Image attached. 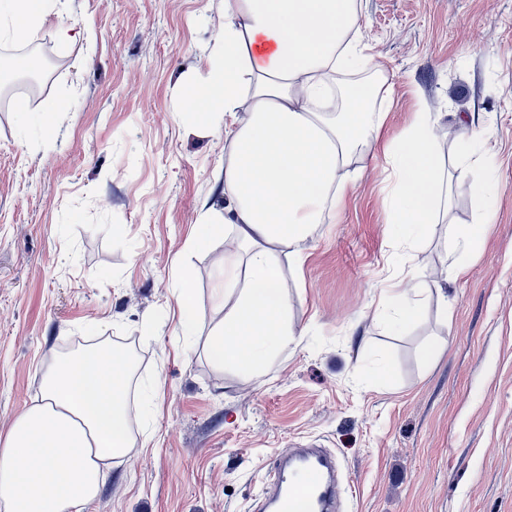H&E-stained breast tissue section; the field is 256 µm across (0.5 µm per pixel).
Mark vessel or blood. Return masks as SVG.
I'll return each instance as SVG.
<instances>
[{
  "instance_id": "1",
  "label": "vessel or blood",
  "mask_w": 512,
  "mask_h": 512,
  "mask_svg": "<svg viewBox=\"0 0 512 512\" xmlns=\"http://www.w3.org/2000/svg\"><path fill=\"white\" fill-rule=\"evenodd\" d=\"M338 486L335 455L308 442L271 460L252 512H336Z\"/></svg>"
}]
</instances>
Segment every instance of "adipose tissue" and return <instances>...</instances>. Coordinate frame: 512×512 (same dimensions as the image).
Here are the masks:
<instances>
[{"label": "adipose tissue", "mask_w": 512, "mask_h": 512, "mask_svg": "<svg viewBox=\"0 0 512 512\" xmlns=\"http://www.w3.org/2000/svg\"><path fill=\"white\" fill-rule=\"evenodd\" d=\"M51 0H0V39L25 42L44 21ZM372 68L374 81L354 74ZM360 32L357 0H224V31L202 82H189L181 110L200 127L224 115L232 154L224 166L229 190L221 219L205 225L204 244L230 231L236 247L218 265L217 298L224 321L209 336L211 362L259 377L296 343L288 291L277 252L302 260L300 245L350 190L344 170L364 145L379 140L391 90L380 81ZM438 119L414 112L383 154L389 171V223L401 247H412L432 224H447L440 203L444 169L435 150ZM456 170L471 178L484 203L496 180L477 177L485 158L475 126L462 134ZM491 222L448 226L454 250L474 254ZM421 289L411 276L389 280L381 311L402 323L413 317ZM133 355L78 346L48 365L39 402L0 441V512H86L97 499L108 461L127 455Z\"/></svg>", "instance_id": "adipose-tissue-1"}]
</instances>
